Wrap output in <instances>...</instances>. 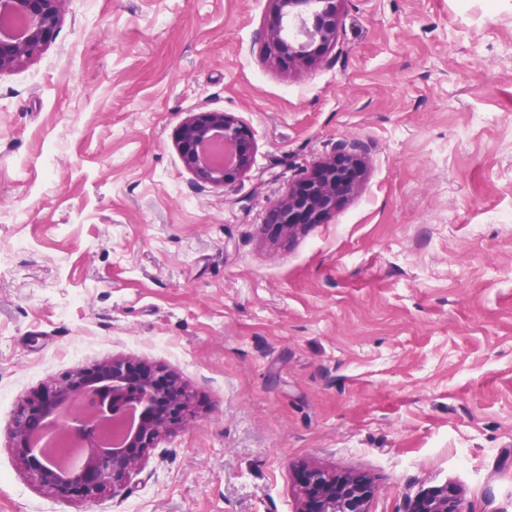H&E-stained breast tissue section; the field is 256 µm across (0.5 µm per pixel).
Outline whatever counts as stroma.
Listing matches in <instances>:
<instances>
[{"instance_id":"1","label":"stroma","mask_w":512,"mask_h":512,"mask_svg":"<svg viewBox=\"0 0 512 512\" xmlns=\"http://www.w3.org/2000/svg\"><path fill=\"white\" fill-rule=\"evenodd\" d=\"M268 0H65L0 73V512H294L303 468L370 512L456 486L512 512V0H341L311 65L266 60ZM228 112L252 168L175 148ZM347 146L359 188L286 237L268 209ZM117 357L196 402L124 490L62 500L6 425ZM214 138H220L228 151L223 165L213 163L205 153V146ZM176 147L185 167L193 173L201 188L225 186L251 167L254 134L242 120L230 113L190 112L179 127Z\"/></svg>"}]
</instances>
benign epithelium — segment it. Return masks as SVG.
I'll list each match as a JSON object with an SVG mask.
<instances>
[{"mask_svg":"<svg viewBox=\"0 0 512 512\" xmlns=\"http://www.w3.org/2000/svg\"><path fill=\"white\" fill-rule=\"evenodd\" d=\"M63 0H0V16L15 15L27 20L20 37L0 31V72L11 70L37 56L54 38L61 21ZM275 22L267 30L269 56L282 54L301 66L313 62L311 47L331 45L336 38L337 3L340 0H270ZM313 11V23L304 15ZM224 142L228 158L213 163L205 146L213 139ZM176 147L185 167L197 184L224 186L245 174L252 165L254 134L241 120L227 112H190L183 119ZM361 171L352 153H339L316 164L312 173L288 187L283 198L269 211L268 222L276 224L288 236L306 224H320L336 208L339 199L357 186ZM167 374L152 373L133 362L118 358L91 368L78 370L52 388L25 403L9 424L21 445V461L30 477L56 497L94 500L122 487L129 472L159 436L183 424L193 410L192 395L169 379L163 387L157 383ZM93 392L112 412L138 407L145 418L122 448H84L82 463L72 471L61 472L31 454L28 437L50 419L69 425L86 435L95 428L89 416L68 420L60 407L67 401ZM375 488L363 476L331 473L309 468L303 473L300 507L297 512H369ZM406 512H462L457 489L446 485L416 498Z\"/></svg>","mask_w":512,"mask_h":512,"instance_id":"1","label":"benign epithelium"}]
</instances>
